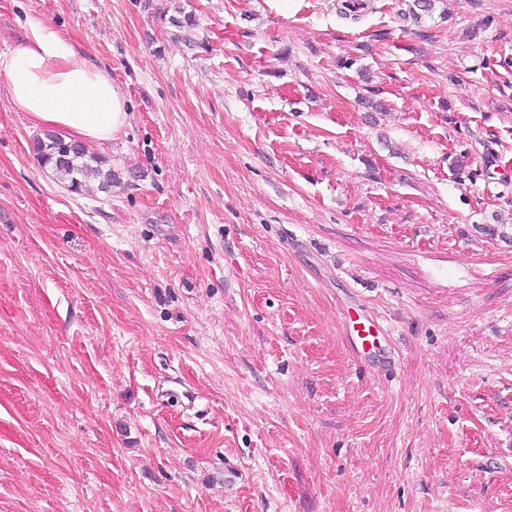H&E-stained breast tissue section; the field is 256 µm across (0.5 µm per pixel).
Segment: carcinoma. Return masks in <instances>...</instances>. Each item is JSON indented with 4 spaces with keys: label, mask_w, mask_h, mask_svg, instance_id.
I'll return each instance as SVG.
<instances>
[{
    "label": "carcinoma",
    "mask_w": 512,
    "mask_h": 512,
    "mask_svg": "<svg viewBox=\"0 0 512 512\" xmlns=\"http://www.w3.org/2000/svg\"><path fill=\"white\" fill-rule=\"evenodd\" d=\"M444 2L446 0H412L409 11L402 13V17L415 24L436 14L446 19L448 11L443 8ZM69 145L70 142L52 132H44L34 139L41 166L57 184L78 193L87 182L94 180L98 182L99 191H111L116 174L109 161L83 144L73 151L69 150Z\"/></svg>",
    "instance_id": "obj_1"
}]
</instances>
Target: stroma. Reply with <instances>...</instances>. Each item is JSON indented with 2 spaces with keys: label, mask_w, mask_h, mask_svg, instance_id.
Listing matches in <instances>:
<instances>
[{
  "label": "stroma",
  "mask_w": 512,
  "mask_h": 512,
  "mask_svg": "<svg viewBox=\"0 0 512 512\" xmlns=\"http://www.w3.org/2000/svg\"><path fill=\"white\" fill-rule=\"evenodd\" d=\"M341 2L0 0L129 107L72 193L0 88V512H512V0ZM444 2L446 0H412L408 13L401 12V15L403 20L407 21L408 19L414 24H419L425 18L432 19L437 10L441 9L439 11V18L446 19L448 18V11L446 8H443L445 7L443 6Z\"/></svg>",
  "instance_id": "stroma-1"
}]
</instances>
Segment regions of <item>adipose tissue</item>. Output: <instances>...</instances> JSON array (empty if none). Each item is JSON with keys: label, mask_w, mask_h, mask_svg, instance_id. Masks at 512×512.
<instances>
[{"label": "adipose tissue", "mask_w": 512, "mask_h": 512, "mask_svg": "<svg viewBox=\"0 0 512 512\" xmlns=\"http://www.w3.org/2000/svg\"><path fill=\"white\" fill-rule=\"evenodd\" d=\"M9 99L29 122L65 139L103 146L126 125V98L57 27L29 21L23 39L0 52Z\"/></svg>", "instance_id": "adipose-tissue-1"}]
</instances>
